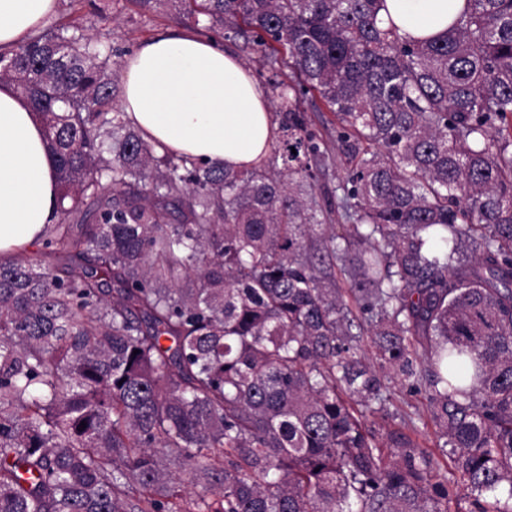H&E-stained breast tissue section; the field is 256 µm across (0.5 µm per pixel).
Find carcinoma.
Returning a JSON list of instances; mask_svg holds the SVG:
<instances>
[{
	"instance_id": "obj_1",
	"label": "carcinoma",
	"mask_w": 512,
	"mask_h": 512,
	"mask_svg": "<svg viewBox=\"0 0 512 512\" xmlns=\"http://www.w3.org/2000/svg\"><path fill=\"white\" fill-rule=\"evenodd\" d=\"M131 2L288 63L278 140L158 151L75 21L0 52L58 187L54 263L0 261V512H512V0L418 40L385 0ZM393 380L436 451L367 422ZM301 109L306 116L308 129L326 139L327 134L336 126L333 114L327 111L318 98L310 96L302 101Z\"/></svg>"
}]
</instances>
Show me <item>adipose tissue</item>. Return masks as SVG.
Returning a JSON list of instances; mask_svg holds the SVG:
<instances>
[{
	"mask_svg": "<svg viewBox=\"0 0 512 512\" xmlns=\"http://www.w3.org/2000/svg\"><path fill=\"white\" fill-rule=\"evenodd\" d=\"M463 0H386L381 27L423 38L445 31ZM57 0H0V49L55 15ZM121 107L148 140L201 163L242 168L266 157L276 135L268 104L239 59L193 34L141 44L121 70ZM44 130L10 84L0 82V256L39 242L57 218V186Z\"/></svg>",
	"mask_w": 512,
	"mask_h": 512,
	"instance_id": "1",
	"label": "adipose tissue"
}]
</instances>
